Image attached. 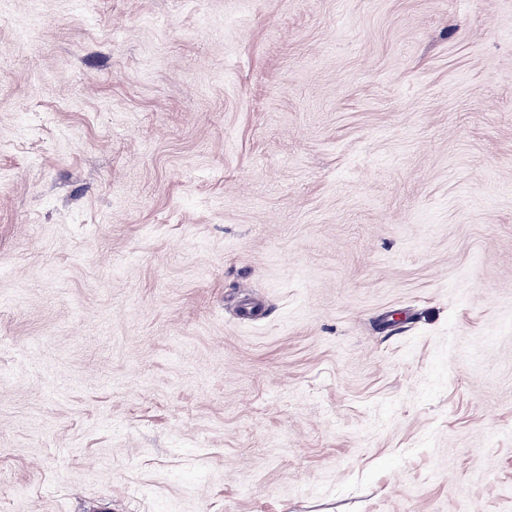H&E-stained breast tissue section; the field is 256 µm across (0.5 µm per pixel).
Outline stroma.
I'll return each instance as SVG.
<instances>
[{"mask_svg":"<svg viewBox=\"0 0 512 512\" xmlns=\"http://www.w3.org/2000/svg\"><path fill=\"white\" fill-rule=\"evenodd\" d=\"M8 512H512V0H7Z\"/></svg>","mask_w":512,"mask_h":512,"instance_id":"35a3bbf8","label":"stroma"}]
</instances>
